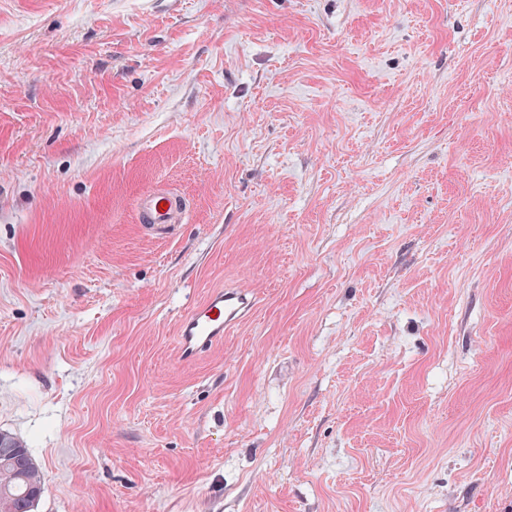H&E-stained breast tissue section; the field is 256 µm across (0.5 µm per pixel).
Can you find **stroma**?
<instances>
[{
	"label": "stroma",
	"instance_id": "1",
	"mask_svg": "<svg viewBox=\"0 0 512 512\" xmlns=\"http://www.w3.org/2000/svg\"><path fill=\"white\" fill-rule=\"evenodd\" d=\"M0 431L34 512H512V0H0ZM136 207L139 223L157 233H162L173 224H182L187 214L184 198L165 189H156L141 196ZM257 297L238 286L214 291L183 318L179 326L178 354L193 360L224 341L234 328L253 314Z\"/></svg>",
	"mask_w": 512,
	"mask_h": 512
}]
</instances>
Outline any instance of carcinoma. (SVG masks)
<instances>
[{"mask_svg":"<svg viewBox=\"0 0 512 512\" xmlns=\"http://www.w3.org/2000/svg\"><path fill=\"white\" fill-rule=\"evenodd\" d=\"M42 493L41 473L29 450L0 432V512H34Z\"/></svg>","mask_w":512,"mask_h":512,"instance_id":"cac0c4a2","label":"carcinoma"}]
</instances>
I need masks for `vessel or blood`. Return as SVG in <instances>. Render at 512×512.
I'll use <instances>...</instances> for the list:
<instances>
[{"label":"vessel or blood","mask_w":512,"mask_h":512,"mask_svg":"<svg viewBox=\"0 0 512 512\" xmlns=\"http://www.w3.org/2000/svg\"><path fill=\"white\" fill-rule=\"evenodd\" d=\"M136 207L140 223L157 233L183 223L187 214L184 198L165 189H156L141 196ZM256 304L255 294L233 285L211 293L188 312L180 323V358L195 359L212 346L223 342L225 335L252 316Z\"/></svg>","instance_id":"b4317fda"}]
</instances>
